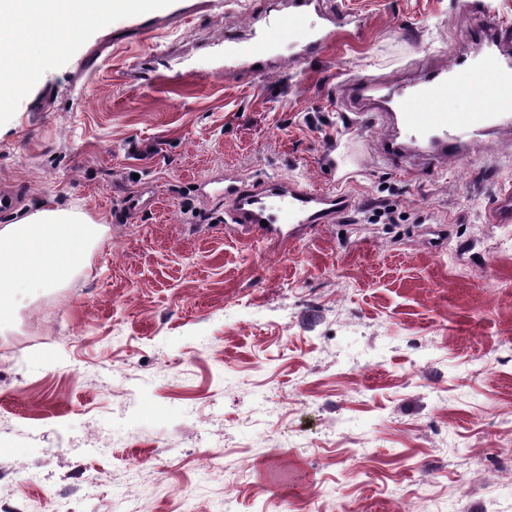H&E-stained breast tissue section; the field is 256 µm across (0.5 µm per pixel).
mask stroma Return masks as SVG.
Instances as JSON below:
<instances>
[{
  "mask_svg": "<svg viewBox=\"0 0 512 512\" xmlns=\"http://www.w3.org/2000/svg\"><path fill=\"white\" fill-rule=\"evenodd\" d=\"M223 2L150 0L15 59L0 185L18 203L0 227L61 203L101 232L0 322V504L217 512L230 483L232 512H512V223L486 218L512 141L444 170L394 161L336 97L346 72L399 78L469 49L512 0H334L361 34L294 72L125 80L155 46L191 52L276 9ZM279 176L355 205L293 243L225 231L224 178ZM265 398L285 404L276 423L254 412ZM219 452L223 470L199 467Z\"/></svg>",
  "mask_w": 512,
  "mask_h": 512,
  "instance_id": "1",
  "label": "stroma"
}]
</instances>
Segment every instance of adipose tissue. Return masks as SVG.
Wrapping results in <instances>:
<instances>
[{
    "label": "adipose tissue",
    "instance_id": "ef3b65f1",
    "mask_svg": "<svg viewBox=\"0 0 512 512\" xmlns=\"http://www.w3.org/2000/svg\"><path fill=\"white\" fill-rule=\"evenodd\" d=\"M113 0H0V18L48 17L64 32L71 15H109ZM97 223L72 210L38 208L0 230V272L8 273V287L0 291V318L10 310L16 292L34 283L59 278L76 263V248L98 238Z\"/></svg>",
    "mask_w": 512,
    "mask_h": 512
}]
</instances>
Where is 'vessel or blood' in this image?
Here are the masks:
<instances>
[{"instance_id": "1", "label": "vessel or blood", "mask_w": 512, "mask_h": 512, "mask_svg": "<svg viewBox=\"0 0 512 512\" xmlns=\"http://www.w3.org/2000/svg\"><path fill=\"white\" fill-rule=\"evenodd\" d=\"M349 23L329 0H287L271 22L248 37L211 41L210 55L189 74L199 80L266 75L273 48L285 44L291 60H312ZM472 41L475 51L423 66L401 83L370 75L343 80L342 98L353 111L371 112L375 122L402 128L405 141L384 135V155L395 158L422 145L443 169L465 157L488 130L512 126V22L486 18ZM477 102L482 105L478 111L473 108ZM224 196L229 232L264 239L336 223L354 205L345 192L315 189L295 179L249 186L232 182L225 185ZM489 218L494 224L512 223V187L501 189Z\"/></svg>"}]
</instances>
